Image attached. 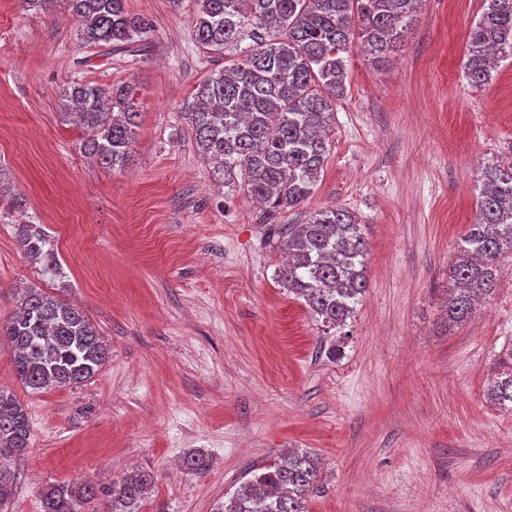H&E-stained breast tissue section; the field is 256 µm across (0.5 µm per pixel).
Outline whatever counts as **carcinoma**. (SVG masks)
<instances>
[{"label":"carcinoma","mask_w":512,"mask_h":512,"mask_svg":"<svg viewBox=\"0 0 512 512\" xmlns=\"http://www.w3.org/2000/svg\"><path fill=\"white\" fill-rule=\"evenodd\" d=\"M81 27V40L131 44L148 24L128 12L125 0H66ZM422 0H198L194 41L228 49L224 68L201 80L184 105L197 152L229 190L244 188L263 205L261 223L300 208L313 195L330 153L336 102L346 94L343 54L352 45L380 59L410 26ZM470 32L466 77L486 84L498 59L512 58V0H482ZM250 40L246 47L241 46ZM62 121L92 132L83 144L95 162L120 166L130 152L138 113L128 86L71 81L61 91ZM475 222L456 244L448 270V321L459 324L477 301L492 295L502 261L512 256V162L482 166ZM26 256L57 275L60 265L46 235L32 223L17 224ZM278 239L287 258L277 277L302 299L322 327L336 329L357 311L367 286V244L357 215L333 205L307 212L300 224H281ZM14 349L22 385L33 391L80 384L108 359L96 325L70 302L40 288H24L16 308L0 321V340ZM486 389V399L512 414V347ZM30 421L15 395L0 387V461L23 457ZM185 469L205 474L207 457L188 454ZM316 453L289 449L249 471L215 512H308L321 483ZM154 476L139 471L108 488L109 512H141ZM15 474L0 464V512H9ZM96 496L90 483H62L44 494L43 512H81Z\"/></svg>","instance_id":"1"}]
</instances>
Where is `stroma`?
Wrapping results in <instances>:
<instances>
[{
    "label": "stroma",
    "instance_id": "obj_1",
    "mask_svg": "<svg viewBox=\"0 0 512 512\" xmlns=\"http://www.w3.org/2000/svg\"><path fill=\"white\" fill-rule=\"evenodd\" d=\"M125 7L150 25L141 41L84 47L64 0H0V168L62 265L41 276L0 205V320L36 286L82 309L109 348L94 378L33 392L0 344V386L31 422L11 512H41L50 485L108 487L134 469L155 477L142 512H213L288 448L322 461L309 512H512V416L485 399L512 344V259L478 314L446 315L477 173L512 158V60L478 88L464 72L482 0H423L384 58L345 55L349 92L308 205L361 220L367 288L330 330L280 285L258 204L194 146L183 105L224 65L192 39L197 0ZM74 79L130 85L123 167L87 158L85 133L62 123ZM196 451L211 461L201 476L180 467Z\"/></svg>",
    "mask_w": 512,
    "mask_h": 512
}]
</instances>
